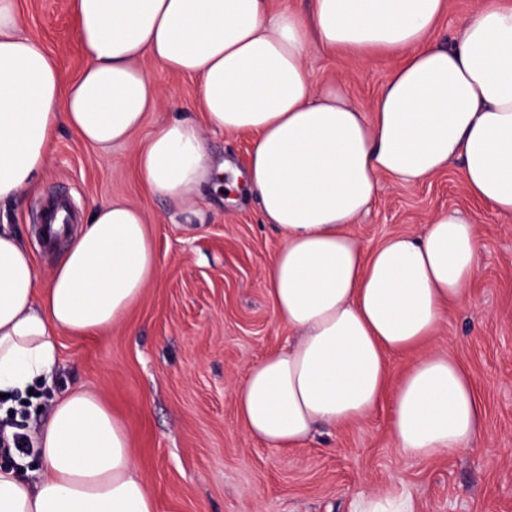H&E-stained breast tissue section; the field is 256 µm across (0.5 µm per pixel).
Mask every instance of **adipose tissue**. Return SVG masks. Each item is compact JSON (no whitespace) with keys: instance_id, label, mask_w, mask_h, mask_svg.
Here are the masks:
<instances>
[{"instance_id":"ef3b65f1","label":"adipose tissue","mask_w":512,"mask_h":512,"mask_svg":"<svg viewBox=\"0 0 512 512\" xmlns=\"http://www.w3.org/2000/svg\"><path fill=\"white\" fill-rule=\"evenodd\" d=\"M444 0H311L307 16L269 14L266 0H70L87 65L62 84L56 60L19 31L0 0V204L34 191L60 126L101 157L130 144L161 90L150 63L200 81V117L157 125L136 151L153 196L196 207L213 169L247 187L262 223L283 236L264 279L296 336L250 366L233 389L238 423L273 448H299L319 428L365 418L391 397L392 436L406 457L456 455L485 430V411L458 361L416 356L396 388L391 356L413 352L449 308L471 301L481 241L456 210L421 233L365 249L349 231L380 176L420 184L460 162L469 194L512 217V0H484L448 45L429 43ZM401 64L371 106L335 83L314 84L312 52ZM247 132L246 168L212 167L205 131ZM49 275L0 225V408L52 380L57 333L120 322L159 272L145 211L97 204ZM37 452L0 463V512H158L125 422L95 391L52 402ZM38 473L36 482L24 469ZM355 512H416L406 488L359 489Z\"/></svg>"}]
</instances>
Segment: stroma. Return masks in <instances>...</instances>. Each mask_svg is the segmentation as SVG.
Masks as SVG:
<instances>
[{
	"instance_id": "35a3bbf8",
	"label": "stroma",
	"mask_w": 512,
	"mask_h": 512,
	"mask_svg": "<svg viewBox=\"0 0 512 512\" xmlns=\"http://www.w3.org/2000/svg\"><path fill=\"white\" fill-rule=\"evenodd\" d=\"M483 0H447L431 34L445 45ZM20 31L55 55L64 81L85 65L67 0H15ZM397 64L392 55L366 63L313 54L314 83L336 82L356 102L372 103ZM164 95L144 128L189 111L198 79L152 69ZM65 192L78 218L114 198L143 208L159 275L122 323L96 335L58 334L59 388L98 391L126 423L135 462L158 512H352L353 490L410 488L417 512H512V220L473 200L460 163L415 186L382 179L370 211L351 227L369 248L389 236L421 232L428 217L456 209L483 243L471 305L450 310L429 352L457 359L473 379L486 432L457 455L403 456L390 432V403L361 421L322 431L300 448L276 449L247 436L232 387L246 369L285 344L264 280L282 244L260 221L252 199L212 195L196 211L146 196L134 153L124 145L102 158L68 127L53 139L48 166L22 205L1 213L18 225L42 270L62 248L43 245L34 220L40 202Z\"/></svg>"
}]
</instances>
